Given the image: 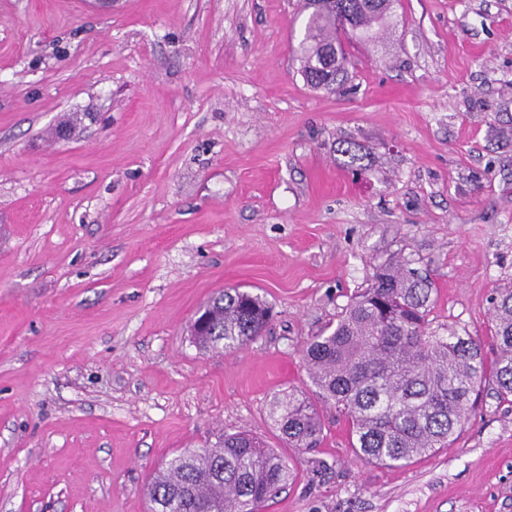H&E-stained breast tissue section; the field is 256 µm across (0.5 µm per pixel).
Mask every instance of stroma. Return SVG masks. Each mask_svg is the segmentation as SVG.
Here are the masks:
<instances>
[{
    "label": "stroma",
    "instance_id": "35a3bbf8",
    "mask_svg": "<svg viewBox=\"0 0 512 512\" xmlns=\"http://www.w3.org/2000/svg\"><path fill=\"white\" fill-rule=\"evenodd\" d=\"M299 0H0V512H148L162 464L250 431L295 476L264 512H512V402L492 380L451 447L315 452L269 407L376 267L435 285L430 318L495 359L512 289V0H398L307 86ZM75 135L52 138L67 117ZM362 155L345 164V149ZM238 286L274 319L205 353L188 326Z\"/></svg>",
    "mask_w": 512,
    "mask_h": 512
}]
</instances>
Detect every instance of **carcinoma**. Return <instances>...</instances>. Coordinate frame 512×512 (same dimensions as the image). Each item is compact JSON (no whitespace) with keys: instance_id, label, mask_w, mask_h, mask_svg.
I'll list each match as a JSON object with an SVG mask.
<instances>
[{"instance_id":"obj_1","label":"carcinoma","mask_w":512,"mask_h":512,"mask_svg":"<svg viewBox=\"0 0 512 512\" xmlns=\"http://www.w3.org/2000/svg\"><path fill=\"white\" fill-rule=\"evenodd\" d=\"M305 2L310 14L297 50L301 75L313 89L341 91L350 65L342 38H376L395 0H332L322 10ZM346 15L353 18L349 27ZM431 293V281L412 261L388 262L336 324L307 341L303 356L312 388L291 390L270 404L284 447L313 449L322 434L317 405H330L347 418L358 458L402 464L456 439L486 376L501 398L512 395V290L492 302L497 357L491 365L478 338L431 327ZM270 319L265 301L230 287L198 313L191 336L199 349L224 353L255 340ZM292 478L287 460L237 431L169 460L151 477L146 496L149 512H261Z\"/></svg>"}]
</instances>
